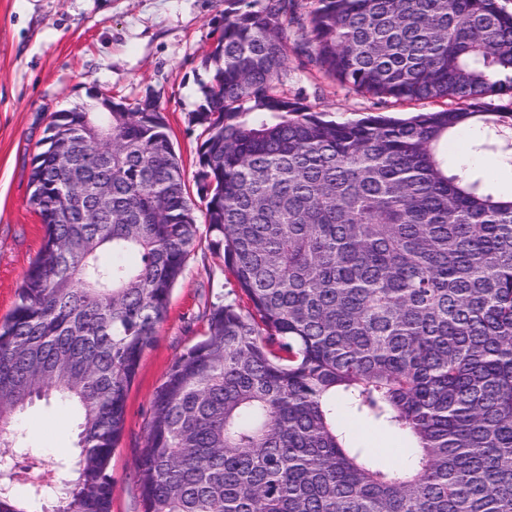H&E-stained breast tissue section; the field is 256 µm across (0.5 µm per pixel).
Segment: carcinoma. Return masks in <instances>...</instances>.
Listing matches in <instances>:
<instances>
[{"label":"carcinoma","instance_id":"1","mask_svg":"<svg viewBox=\"0 0 512 512\" xmlns=\"http://www.w3.org/2000/svg\"><path fill=\"white\" fill-rule=\"evenodd\" d=\"M224 0L192 121L217 295L152 399L144 512H512V12L500 0ZM381 102L336 122L277 90L288 52ZM31 162L44 227L0 323V512H111L126 398L200 242L162 112H54ZM66 144L63 154L54 150ZM74 167L86 169L80 181ZM82 210L69 221L64 202ZM57 394L81 411L72 478L12 496L9 425ZM402 438L399 464L357 425Z\"/></svg>","mask_w":512,"mask_h":512}]
</instances>
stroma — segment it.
I'll list each match as a JSON object with an SVG mask.
<instances>
[{"label": "stroma", "mask_w": 512, "mask_h": 512, "mask_svg": "<svg viewBox=\"0 0 512 512\" xmlns=\"http://www.w3.org/2000/svg\"><path fill=\"white\" fill-rule=\"evenodd\" d=\"M223 25L224 0H0V320L11 312L42 243L29 173L51 113L91 105L95 92L132 109L153 100L187 176H194L201 129L191 116L212 77L203 56ZM279 90L338 121L406 114L405 107L377 104L293 54ZM219 292L234 300V279L222 255L199 245L128 392L125 429L112 453V512H143L136 460L153 394L175 358L200 340L199 314ZM75 420L71 405L54 400L28 407L12 422L28 450L17 460V497L43 483L51 461L69 455Z\"/></svg>", "instance_id": "35a3bbf8"}]
</instances>
